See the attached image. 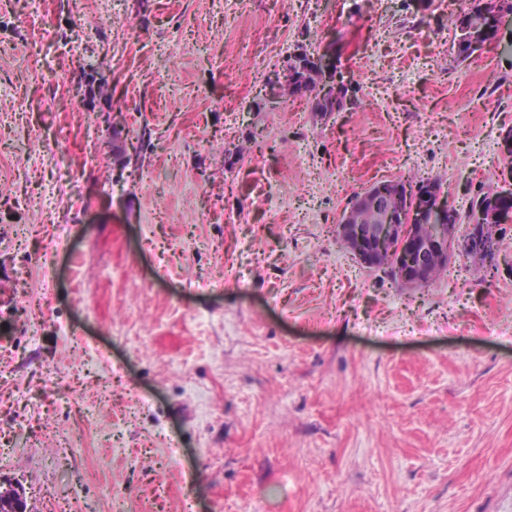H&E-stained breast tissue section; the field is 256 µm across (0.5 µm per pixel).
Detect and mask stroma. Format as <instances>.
Listing matches in <instances>:
<instances>
[{
  "label": "stroma",
  "mask_w": 512,
  "mask_h": 512,
  "mask_svg": "<svg viewBox=\"0 0 512 512\" xmlns=\"http://www.w3.org/2000/svg\"><path fill=\"white\" fill-rule=\"evenodd\" d=\"M465 9L0 0V478L34 512H512V236L403 288L336 233L376 182L512 189V18L462 60ZM301 45L357 107L266 105Z\"/></svg>",
  "instance_id": "obj_1"
}]
</instances>
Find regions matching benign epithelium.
<instances>
[{
  "label": "benign epithelium",
  "mask_w": 512,
  "mask_h": 512,
  "mask_svg": "<svg viewBox=\"0 0 512 512\" xmlns=\"http://www.w3.org/2000/svg\"><path fill=\"white\" fill-rule=\"evenodd\" d=\"M316 73L321 84L329 91L336 87L334 66L335 58L326 54L314 57ZM391 193V184L381 183L370 188L364 198L373 210L383 207L384 200ZM359 200H350L342 213L340 224L350 234L354 242L353 255L366 268H378L376 254L387 245L397 252L398 259L406 262L398 278L406 288L420 284L431 269L444 260L448 254V238L457 229V225L448 223V204L442 198H429L419 208H404L400 215L389 216L386 224H357L354 213ZM422 223L432 228V236L421 239L414 234L413 223ZM0 492L13 498V512H31L20 487L0 483Z\"/></svg>",
  "instance_id": "7a95c632"
}]
</instances>
